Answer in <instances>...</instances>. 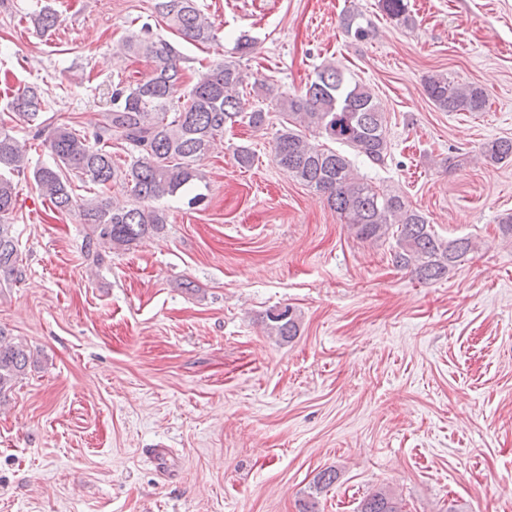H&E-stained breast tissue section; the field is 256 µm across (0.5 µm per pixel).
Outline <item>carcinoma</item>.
Listing matches in <instances>:
<instances>
[{
	"label": "carcinoma",
	"mask_w": 512,
	"mask_h": 512,
	"mask_svg": "<svg viewBox=\"0 0 512 512\" xmlns=\"http://www.w3.org/2000/svg\"><path fill=\"white\" fill-rule=\"evenodd\" d=\"M382 9L397 23L413 24L405 0H381ZM153 13L184 40L208 44L216 40L213 25L197 0H153ZM59 22L51 8L35 16L33 24L49 30ZM345 31L356 39L369 36V26L359 13L342 17ZM123 50L150 59L153 76L144 83H112L110 106L101 112L93 138L67 125L49 131L53 165L33 170L40 194L61 212L75 211L89 226L86 255L100 266L105 251H129L143 239L162 232L167 224L164 210L152 202L182 194L195 182L204 181L201 162L224 130L237 123L263 128L270 111L258 105L250 109L240 97L249 85L256 96L274 103L282 116L274 140V160L288 176L325 196L327 204L358 238L380 240L396 235V266L410 270L426 283L448 273L470 252L468 237L444 241L432 229L422 211L398 192L381 191L354 171L349 154L380 166L388 154L389 140L384 112L377 98L362 82L334 63L324 64L299 94L275 91L268 78H255L243 69L240 58L248 55L252 42L237 40L239 58L199 71L188 91L177 97L183 84L186 58L150 24L122 42ZM424 92L443 112H482L488 99L475 84H460L442 74L425 78ZM44 100L40 90L28 86L10 103V111L25 120L39 137L48 125L42 120ZM318 132L350 153L329 148L307 137ZM131 151L122 167L112 158V143ZM27 143L19 140L0 118V288L22 280L23 259L17 248L13 225L8 223L17 204L12 176L27 170ZM480 157L488 164L512 161V138H496L481 144ZM101 188L122 177L136 201L120 205L107 198L77 201L70 175ZM269 332L290 339L299 330L293 308L286 305L266 312ZM30 353L21 343L6 340L0 330V394L11 389L26 374ZM359 512H400L395 501L378 491L368 495Z\"/></svg>",
	"instance_id": "cac0c4a2"
}]
</instances>
